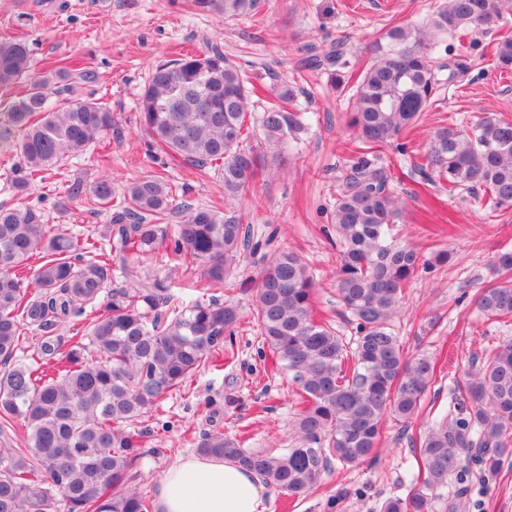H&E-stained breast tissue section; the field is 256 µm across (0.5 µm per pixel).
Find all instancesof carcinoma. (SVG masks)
<instances>
[{"mask_svg": "<svg viewBox=\"0 0 512 512\" xmlns=\"http://www.w3.org/2000/svg\"><path fill=\"white\" fill-rule=\"evenodd\" d=\"M191 6L228 19L252 14L257 0ZM508 12L512 0H444L426 24L386 32L389 49L357 79L350 121L356 149L331 213L337 289L354 336L316 318L311 268L298 252L277 251L260 270L254 319L276 369L297 385L298 440L276 456L213 432L198 453L230 457L300 498L321 484L333 462L355 466L374 458L388 420L408 422L419 413L436 362L424 353L408 356L391 322L409 283L448 255L432 261L391 235L399 207L377 147L394 142L407 152L402 135L442 85L431 56L437 40L489 26ZM344 55L343 44L331 42L304 67L329 69L340 85L336 69L346 66ZM495 55L499 66H512L511 36L500 39ZM22 79L25 94L0 112V149L20 156L6 178L17 198L92 143L120 134L108 106L76 93V81H91V73L66 65L40 72L25 42L1 40L0 89ZM50 83L57 85L54 101L45 92ZM250 96L240 66L216 47L155 65L138 100L149 150L215 177L226 199L249 196L262 167L244 145ZM292 97L281 86L263 112L262 133L272 147L302 127L301 113L286 108ZM420 172L447 183L450 194L481 192L491 211L512 207V122L485 116L468 130L439 128ZM88 205L113 210L105 244L55 229L39 206H0V432L21 439L18 448H0V512H152L136 487L145 452L127 425L228 354L239 322L237 306L185 302L128 258L168 240L173 253L222 284L246 251L260 247L250 225L214 206L178 200L158 172L120 192L103 177ZM173 210L184 221L163 223ZM114 261L126 280L115 290ZM492 271L495 282L477 294V307L491 319L512 317L511 248L497 253ZM61 326L71 333L65 350L52 335ZM25 329L40 333L36 359L16 356ZM453 395L446 415L410 437L417 471L406 495L384 499L379 512H470L472 482H485L512 459V340L487 345ZM463 455L478 473L461 466Z\"/></svg>", "mask_w": 512, "mask_h": 512, "instance_id": "cac0c4a2", "label": "carcinoma"}]
</instances>
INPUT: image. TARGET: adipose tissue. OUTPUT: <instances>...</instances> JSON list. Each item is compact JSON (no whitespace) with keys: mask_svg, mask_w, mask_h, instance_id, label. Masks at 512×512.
Masks as SVG:
<instances>
[{"mask_svg":"<svg viewBox=\"0 0 512 512\" xmlns=\"http://www.w3.org/2000/svg\"><path fill=\"white\" fill-rule=\"evenodd\" d=\"M257 475L229 458L189 455L161 476L155 512H264Z\"/></svg>","mask_w":512,"mask_h":512,"instance_id":"obj_1","label":"adipose tissue"}]
</instances>
